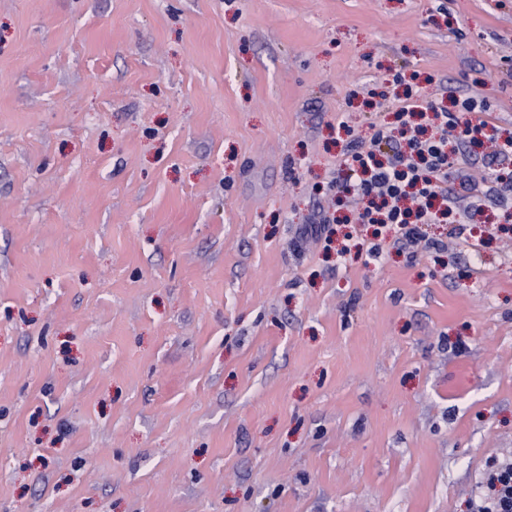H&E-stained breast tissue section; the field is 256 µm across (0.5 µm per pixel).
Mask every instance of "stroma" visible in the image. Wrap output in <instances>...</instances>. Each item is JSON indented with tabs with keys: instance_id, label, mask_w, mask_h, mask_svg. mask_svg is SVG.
Returning <instances> with one entry per match:
<instances>
[{
	"instance_id": "obj_1",
	"label": "stroma",
	"mask_w": 512,
	"mask_h": 512,
	"mask_svg": "<svg viewBox=\"0 0 512 512\" xmlns=\"http://www.w3.org/2000/svg\"><path fill=\"white\" fill-rule=\"evenodd\" d=\"M408 88L512 136V0H0V512H471L512 207L328 188Z\"/></svg>"
}]
</instances>
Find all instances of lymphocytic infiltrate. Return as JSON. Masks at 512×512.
<instances>
[{"mask_svg":"<svg viewBox=\"0 0 512 512\" xmlns=\"http://www.w3.org/2000/svg\"><path fill=\"white\" fill-rule=\"evenodd\" d=\"M397 131H378L377 140L400 135L403 143L385 157L374 150L352 153L354 178L337 183V193L360 204L359 224L399 229L403 248L417 246L422 224H444L457 213L460 201L479 199L481 191L463 163L448 152L449 137L486 147L484 164L495 171L500 203L512 199V173L502 174L512 159V137L500 138L484 103L467 97L453 107L407 97L397 111ZM473 512H512V459L493 460L473 502Z\"/></svg>","mask_w":512,"mask_h":512,"instance_id":"obj_1","label":"lymphocytic infiltrate"}]
</instances>
